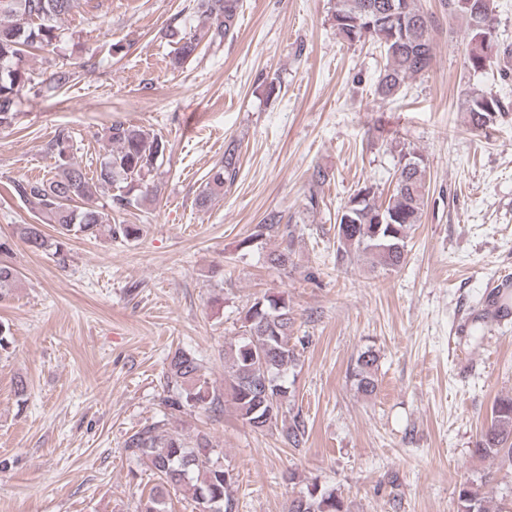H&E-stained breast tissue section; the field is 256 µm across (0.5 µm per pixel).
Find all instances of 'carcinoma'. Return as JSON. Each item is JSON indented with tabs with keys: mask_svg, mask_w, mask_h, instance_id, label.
<instances>
[{
	"mask_svg": "<svg viewBox=\"0 0 512 512\" xmlns=\"http://www.w3.org/2000/svg\"><path fill=\"white\" fill-rule=\"evenodd\" d=\"M77 0H0V130L15 125L16 103L31 83L25 68L30 50L53 54L64 37L60 21L75 8ZM449 15L461 17L470 35L468 65L482 71L491 65V28L494 27L493 0H442ZM242 0H196L193 9L205 17L206 30L200 35L182 36L176 41L170 64L177 69L199 55L200 46L220 49L234 37ZM333 27L350 43L373 41L383 53L384 63L374 85L381 98L402 95L409 80L430 67L433 56L435 20L425 13L418 0H334L330 14ZM73 73L63 67L49 76V88L62 89ZM470 128L485 132L505 112L500 98L483 90H472L460 102ZM109 153L93 174L73 162L70 132L60 130L53 140L55 172L42 181H22L16 193L33 204L50 223L58 226L56 239L45 235L39 224H21L20 240L33 252L54 251L61 255L71 232L97 237L109 223L108 214L89 205L106 189H116L112 205L125 210L156 191L152 183L160 168L169 141L150 135L130 122L115 121L108 129ZM397 153L394 187L382 197L376 184L364 181L336 211L337 256L342 260L369 257L387 269L402 266L408 255L412 228L421 223L428 201L427 159L416 148L400 141L388 144ZM239 173L238 146L229 142L224 161L209 172L196 205L204 208L213 197L224 194ZM276 233L284 246L267 254V262L286 270L294 264L296 226L282 223V216L269 214L238 244L246 256ZM241 334L224 349L225 390L237 418L254 432L264 434L278 427L283 405L291 395L288 371L297 367L300 354L290 344L295 322L288 297L265 292L254 297L239 318ZM379 356L368 347L361 351L350 370L357 389L373 394L378 387ZM167 395L160 420L132 432L124 440L127 455L145 465L158 477L140 512H169L170 490L188 493L195 507L206 512H236L231 494L236 478L220 460L221 451L204 431L193 435L168 431L170 420L196 409L216 410L221 395L210 387L200 359L177 348L167 356L164 372ZM306 432L300 416L282 429L284 442L297 448ZM481 459H493L512 468V397L498 399L492 407L490 424L472 449ZM485 483H459L454 512H512V499L491 503L482 492ZM286 512H350L336 489L312 482L293 497Z\"/></svg>",
	"mask_w": 512,
	"mask_h": 512,
	"instance_id": "cac0c4a2",
	"label": "carcinoma"
}]
</instances>
